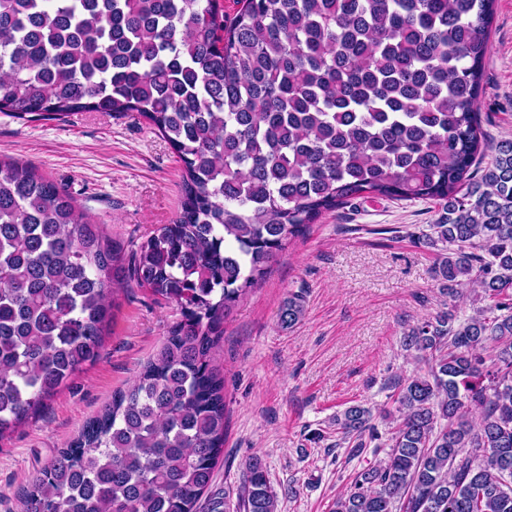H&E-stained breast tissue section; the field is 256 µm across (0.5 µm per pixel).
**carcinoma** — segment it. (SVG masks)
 <instances>
[{
	"instance_id": "cac0c4a2",
	"label": "carcinoma",
	"mask_w": 512,
	"mask_h": 512,
	"mask_svg": "<svg viewBox=\"0 0 512 512\" xmlns=\"http://www.w3.org/2000/svg\"><path fill=\"white\" fill-rule=\"evenodd\" d=\"M496 0H0V112H136L183 167L180 211L127 253L74 198L0 158V437L100 355L134 281L176 303L133 385L58 449L21 512H278L258 458L224 453V319L277 253L363 195L430 200L434 274L485 306L441 309L405 345L388 442L361 405L336 447L387 448L332 512H512V140L488 162L480 82ZM480 410L471 421L465 408Z\"/></svg>"
}]
</instances>
